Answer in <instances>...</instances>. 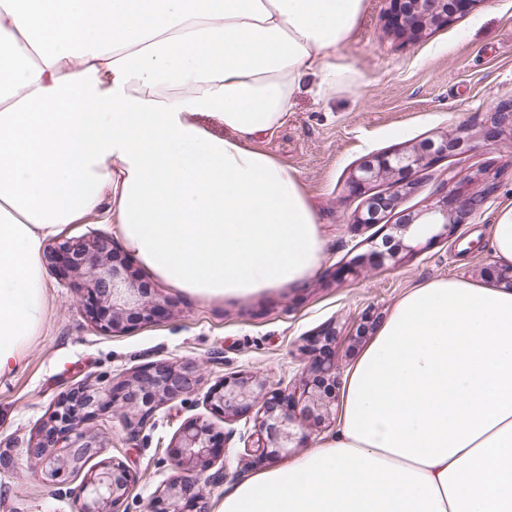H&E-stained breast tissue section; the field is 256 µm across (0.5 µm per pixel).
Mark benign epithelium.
Returning <instances> with one entry per match:
<instances>
[{
    "label": "benign epithelium",
    "mask_w": 512,
    "mask_h": 512,
    "mask_svg": "<svg viewBox=\"0 0 512 512\" xmlns=\"http://www.w3.org/2000/svg\"><path fill=\"white\" fill-rule=\"evenodd\" d=\"M479 2L481 0H390L386 26L395 37L416 42L429 31L469 13ZM490 121L492 134L505 127L511 128L512 101L498 104ZM464 141L463 136L450 139L445 135L401 153L372 154L353 170L348 179L349 196L362 199V204L353 212L352 224L383 222L389 233L383 237L382 248L357 256L350 263V272L356 273L367 266L395 265L402 260L403 252L414 250L406 241L426 237L432 242L448 238L459 224L483 208L497 191V182L488 178L480 180L475 190L463 199L445 185L437 201L415 215L408 214L389 223L402 201L417 193V173L431 167L448 155L449 148ZM386 180L391 181L392 191H373L376 183ZM44 260L65 277L74 275L83 279L86 317L102 330L121 331L168 315L165 301L129 276L128 267L113 252L112 243L106 238L64 240L49 247ZM335 341L333 326L324 328L309 340L305 347L309 363L303 377V391L298 396L272 394L265 380L247 375L226 377L208 390L206 404L226 421L256 412L253 441L245 448L252 453V462L302 447L307 431L320 428L331 419L338 370ZM198 382L197 366L191 362L151 363L116 383L101 380L96 387L72 388L57 398L50 422L39 429L28 445V454L39 461L50 477L66 486L64 493L74 495L77 512H121L132 483V475L123 462L104 459L86 469L103 448L84 433L77 434L64 455H57L56 448L67 434L78 430L94 407L121 403L134 416L135 421L129 420L127 425L135 430L150 421L160 403L192 394ZM233 436L234 431L229 430L219 442L206 421L186 422L168 451L170 464L180 476L156 496L150 512H180L178 505L182 501L194 503L197 512H205L204 487L224 478L223 470L211 473L209 467L220 448L228 447ZM78 476L81 477L79 485L73 489L67 487L68 479Z\"/></svg>",
    "instance_id": "7a95c632"
}]
</instances>
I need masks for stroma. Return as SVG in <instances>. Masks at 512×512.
Here are the masks:
<instances>
[{
    "instance_id": "stroma-1",
    "label": "stroma",
    "mask_w": 512,
    "mask_h": 512,
    "mask_svg": "<svg viewBox=\"0 0 512 512\" xmlns=\"http://www.w3.org/2000/svg\"><path fill=\"white\" fill-rule=\"evenodd\" d=\"M388 6V0H366L357 29L340 53L359 76L352 91L325 100L301 93L285 125L252 140L254 147L297 171L318 215L325 253L305 284L244 303H206L133 261L129 267L136 280L157 289L170 313L110 334L85 318L78 285L46 269L48 319L24 370L0 387V512H76L73 497L56 495L55 484L28 458V442L48 421L59 394L81 383L97 384L103 376L116 381L159 361L197 365L200 383L190 400L160 405L136 437L121 411L110 406L81 430L97 437L105 457L129 467L134 483L124 503L127 512H147L177 475L167 454L181 424L198 417L219 431L234 428L225 478L205 490L210 510L226 488L269 466L265 460L257 466L244 462L254 419L228 424L212 414L204 402L211 386L241 373L260 376L273 390H297L308 361L306 340L327 325L336 328V359L345 370L364 349L349 340L357 325L369 315L386 319L408 289L440 277L490 285L483 270L497 262L491 226L499 209L512 204V132L503 131L491 145L484 133L494 107L512 99V0H481L468 14L415 43L387 31ZM459 133L468 137V148L420 172L418 192L400 209L425 208L445 182L471 191V179L480 170L498 182L485 207L454 237L417 242L398 264L341 275L344 265L381 244L384 236L381 225L357 230L350 224L358 205L347 191L352 170L370 154L403 152L423 140Z\"/></svg>"
}]
</instances>
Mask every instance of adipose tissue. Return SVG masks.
Returning a JSON list of instances; mask_svg holds the SVG:
<instances>
[{"instance_id":"1","label":"adipose tissue","mask_w":512,"mask_h":512,"mask_svg":"<svg viewBox=\"0 0 512 512\" xmlns=\"http://www.w3.org/2000/svg\"><path fill=\"white\" fill-rule=\"evenodd\" d=\"M364 8L0 0V385L47 319V242L101 209L141 264L206 302L313 276L315 210L250 140L301 92L356 87L339 54ZM214 512H512V289L409 290L348 372L336 432Z\"/></svg>"}]
</instances>
